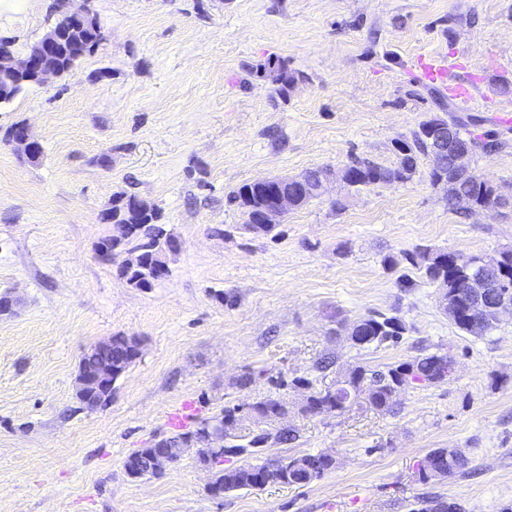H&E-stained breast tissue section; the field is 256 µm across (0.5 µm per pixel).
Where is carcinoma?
Segmentation results:
<instances>
[{
    "mask_svg": "<svg viewBox=\"0 0 512 512\" xmlns=\"http://www.w3.org/2000/svg\"><path fill=\"white\" fill-rule=\"evenodd\" d=\"M61 29L64 31V43L57 57V64L62 74L68 75L74 71L78 62L86 54V45L96 42L99 24L92 23L82 30L71 33L67 23L63 21ZM257 73L271 79L283 95L288 93V89L300 79L298 73L289 69L288 64L278 58L268 59L266 63L257 68ZM33 86H35L33 81L0 72V106L10 104L21 93ZM430 122L429 118L423 120L418 124L417 129L411 132L410 137L394 142V151L397 154L395 165L388 167L365 159L357 161L356 165L351 167L354 174L351 185L370 186L408 180L415 172L418 160L428 155L429 146L423 134L425 126ZM477 122V117L469 115L464 119L461 117L451 119L448 126L474 151L477 149L486 151V146L490 142L497 147L501 146V142L491 138L489 133L480 137H467L461 134V130L470 125L474 126ZM441 177L446 180L448 208L460 214L469 213L474 207L485 206L503 195L500 187L473 174L463 175L448 169L442 174L434 170L430 172V179L434 183ZM291 188L292 184L284 179L274 180L265 185L255 182L244 183L232 192L230 201L248 215L265 203L271 194L289 191ZM137 201L138 198L134 195L119 194L112 200L111 209L114 223L132 225L134 232L131 242L146 250L145 257L148 258L151 256L149 248L157 239L156 225L160 220V211L154 206L145 211L137 210L135 209ZM409 260L423 271V277L427 281L442 286L448 291V296L462 302L464 297L460 295V285L469 275L480 269L481 257L444 252L427 245H420L409 256ZM367 323L370 325L371 335L363 336L353 342V345L359 349H369L373 346L378 348L387 343L397 345L406 332L405 324L397 316L373 314L367 316ZM497 324L498 319L493 312L481 317H471L464 313L455 326L468 335L484 336ZM137 356L135 339L128 336H114L110 349L104 351L92 349L85 353L80 361V368L91 369L97 364L110 362L116 368L115 374L112 375V380L115 381ZM440 356H442L440 351L424 353L409 361L379 369L358 366L349 372L347 384L351 387L358 384L367 386V389L364 390L365 400L383 412H390L394 406V401L390 399L392 387L399 386L406 390L414 385H434L444 381V378L440 377L438 373V358ZM271 381L279 386H289L304 391L309 399L307 413L311 415L335 414L337 408L340 407L338 395L331 388L318 390L314 387L313 380L308 377H295L286 381L283 377L278 376L271 378ZM282 407L283 403L280 400L270 396L253 403V408L265 414L271 424H279L286 417V414L279 412ZM203 425H205V421L202 420L198 423V427L191 431L162 438L157 447L176 454L187 437L192 433H197L198 428ZM150 452L149 448H141L133 452L125 460L124 466L143 477L151 475L147 465V456ZM431 454H433V465L446 475L452 476L468 465V458L463 453L458 456H450L448 449L437 448L431 451ZM304 459L313 466L314 474L304 476L299 471L290 470L285 475L266 471L267 463L265 462L246 463L224 468L217 474V483L226 493L242 489H261L269 483L302 487L321 478L334 465L333 460L320 454H306Z\"/></svg>",
    "mask_w": 512,
    "mask_h": 512,
    "instance_id": "1",
    "label": "carcinoma"
}]
</instances>
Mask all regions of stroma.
I'll return each instance as SVG.
<instances>
[{
    "mask_svg": "<svg viewBox=\"0 0 512 512\" xmlns=\"http://www.w3.org/2000/svg\"><path fill=\"white\" fill-rule=\"evenodd\" d=\"M104 38L73 74L0 108V512H512V315L482 337L460 332L441 288L405 259L419 245L499 257L512 209L460 217L429 159L400 183L330 184L275 230L246 229L228 194L352 156L394 165L395 139L446 105L476 115L502 148L470 171L512 190V0H92ZM58 20L54 0H0V38L17 52ZM461 64L479 82L463 103L421 80L419 57ZM285 59L303 75L287 95L253 69ZM24 123L43 154L7 141ZM154 204L180 241L151 288L129 285L97 246L114 196ZM344 207L334 210L333 199ZM414 281L411 289L402 278ZM398 315L401 343L357 349L337 325ZM114 336L137 359L104 408L76 398L79 363ZM443 349L449 380L400 394L393 412L305 415L302 394L271 376L382 367ZM328 370L318 387L334 384ZM252 374L249 387L238 385ZM288 404L299 438L271 457L326 452L332 470L304 487L270 483L211 496L195 452L133 480V452L224 407L265 396ZM437 448L465 471L423 482Z\"/></svg>",
    "mask_w": 512,
    "mask_h": 512,
    "instance_id": "obj_1",
    "label": "stroma"
}]
</instances>
